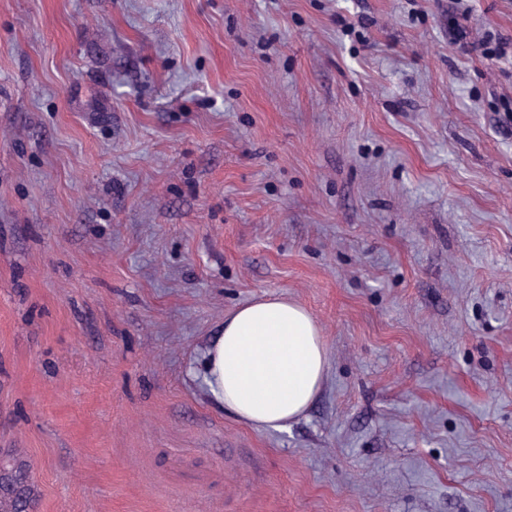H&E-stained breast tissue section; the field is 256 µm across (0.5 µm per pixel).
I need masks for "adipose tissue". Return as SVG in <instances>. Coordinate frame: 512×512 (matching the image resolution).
Instances as JSON below:
<instances>
[{"instance_id":"obj_1","label":"adipose tissue","mask_w":512,"mask_h":512,"mask_svg":"<svg viewBox=\"0 0 512 512\" xmlns=\"http://www.w3.org/2000/svg\"><path fill=\"white\" fill-rule=\"evenodd\" d=\"M326 364L313 316L297 303L268 297L225 318L207 345L203 369L224 410L257 428H279L308 410Z\"/></svg>"}]
</instances>
